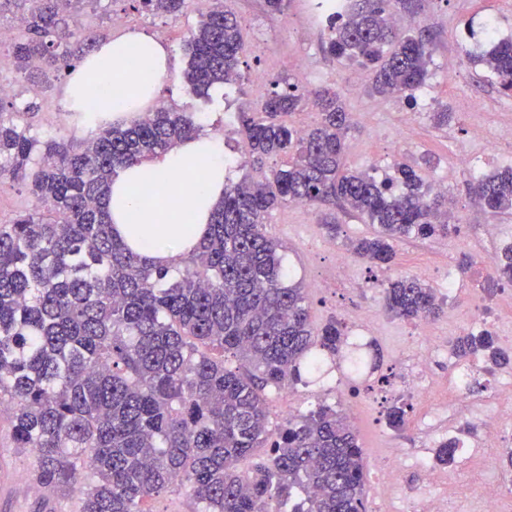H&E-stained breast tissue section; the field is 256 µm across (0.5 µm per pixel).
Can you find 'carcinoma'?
I'll use <instances>...</instances> for the list:
<instances>
[{
  "label": "carcinoma",
  "instance_id": "1",
  "mask_svg": "<svg viewBox=\"0 0 512 512\" xmlns=\"http://www.w3.org/2000/svg\"><path fill=\"white\" fill-rule=\"evenodd\" d=\"M25 38L13 44L21 70L43 81L73 66L95 39L69 29L63 14L95 0H27ZM190 0H139L143 11L177 17ZM419 0H352L328 20L327 51L366 69L374 93L416 100L426 86L430 35H400L394 15ZM241 26L224 0H204L189 40L186 81L200 95L239 78ZM471 61L512 97V37L491 41ZM261 109L243 112L246 154L256 163L290 155L261 180L224 187L199 246L174 268L142 258L114 238L107 200L123 166L139 164L200 132L193 113L154 106L128 123L102 121L80 143L39 141L35 100L0 97V183L27 185L41 205L0 222V413L15 447L29 452L33 484L79 492L75 512H151L145 501L178 485L199 512H365L364 462L355 429L320 404L269 429L268 395L302 381L344 343L336 320L316 326L305 288L282 265L266 217L283 203L339 202L373 232L351 241L374 265L395 258L407 237H448V197L425 187L411 165L379 182L343 162L354 129L342 97L269 82ZM310 103L320 122L304 131L283 116ZM472 191L490 213L512 211V168ZM341 234L337 216L321 218ZM493 282H512V247L493 260ZM385 309L426 320L441 307L415 276L388 282ZM460 359L494 366L512 357L489 331L452 342ZM239 367L226 366V357ZM459 441H442L439 465Z\"/></svg>",
  "mask_w": 512,
  "mask_h": 512
}]
</instances>
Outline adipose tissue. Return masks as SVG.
<instances>
[{
  "instance_id": "ef3b65f1",
  "label": "adipose tissue",
  "mask_w": 512,
  "mask_h": 512,
  "mask_svg": "<svg viewBox=\"0 0 512 512\" xmlns=\"http://www.w3.org/2000/svg\"><path fill=\"white\" fill-rule=\"evenodd\" d=\"M167 71L162 44L130 33L100 45L71 71L65 102L89 116L129 119L155 102ZM229 180L223 141L193 135L161 157L121 170L108 199L113 235L139 256L177 262L205 235ZM148 183L159 185L158 195H142Z\"/></svg>"
}]
</instances>
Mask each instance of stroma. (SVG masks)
Returning a JSON list of instances; mask_svg holds the SVG:
<instances>
[{
    "mask_svg": "<svg viewBox=\"0 0 512 512\" xmlns=\"http://www.w3.org/2000/svg\"><path fill=\"white\" fill-rule=\"evenodd\" d=\"M198 0H191L186 11L177 17L152 16L143 12L137 0H96L93 10L74 17L77 26L96 30L99 41L121 37L123 32L163 36L170 66L158 97L193 113L203 133L224 139L229 145L244 144L245 133L238 121L242 112L259 109L264 92L252 81L254 73L265 71L289 77L302 87L328 86L344 97L346 109L356 123L345 153L347 167L372 170L382 176L393 174L396 161L415 166L423 181L431 186L444 182L457 202L453 221L458 231L446 238L409 237L396 246V259L387 266L352 259L349 275L340 286L318 288L314 282L337 252L346 251L347 242L369 235L371 225L362 223L346 211H338L342 226L338 239H329L318 223L317 209L301 210L284 204L273 210L266 230L282 246V255L294 279L300 280L307 293L311 318L322 324L334 319L341 322L346 336L355 328L347 314L356 308L368 332L357 343L345 345L343 352L353 359L371 362L379 358L377 372L354 378L343 368L309 376L296 385L292 406H285L279 393H271L270 429L279 431L289 419L328 400L342 410L358 432L365 463V503L378 507L385 488L375 467L383 458L397 470L394 488L396 512H414L425 489L418 471L412 468L416 456H431L443 436H457L464 442L479 445L487 428L467 408L458 405L452 391L455 369L450 364H436L434 370L445 380L441 389L417 402L404 401L405 425L395 429L386 422L392 399L385 388L399 381L402 357L424 349L428 333L435 330L448 338L479 331L473 317L470 289L479 287L476 266L486 253L500 254L512 245V215L484 213L483 221H466L474 203L471 186L474 175L459 171L454 157L473 149L472 126H482L487 135L502 137L500 151L481 167L482 174L512 168V98L500 94L488 72L470 60L471 54L488 46L482 30L486 19H495L502 35L512 34V0H431L416 21L433 39L429 66V87L416 102L402 98L385 100L362 83L358 94H350L348 81L355 66L336 59L326 51L329 32L316 16L313 0H289L284 15H271L265 0H224L225 10L233 13L249 48L242 57L239 82L211 90L209 98L190 94L185 79L188 65V40L199 19ZM291 19V27H282V19ZM306 57L309 67L297 71L295 61ZM67 72L54 79L52 92L40 95L41 110L36 119L37 134L58 140L73 141L91 136V129L77 121L64 107L63 86ZM448 108L452 118L447 126L433 124L429 114ZM416 122L413 140H404L408 122ZM439 265L447 269L459 288L457 294L445 296L439 277H426L442 306L440 315L429 321H405L392 317L384 307L383 286L390 279L413 274L415 269ZM335 381L337 392L326 397L322 387ZM444 410L448 423L444 433L428 430L425 416ZM32 457L19 453L13 446L7 421H0V512H43L51 505L54 512H70L71 496L55 495L45 499L32 485L28 471ZM432 494L451 498L452 512H480L471 498H456L448 484L429 489Z\"/></svg>",
    "mask_w": 512,
    "mask_h": 512,
    "instance_id": "stroma-1",
    "label": "stroma"
}]
</instances>
